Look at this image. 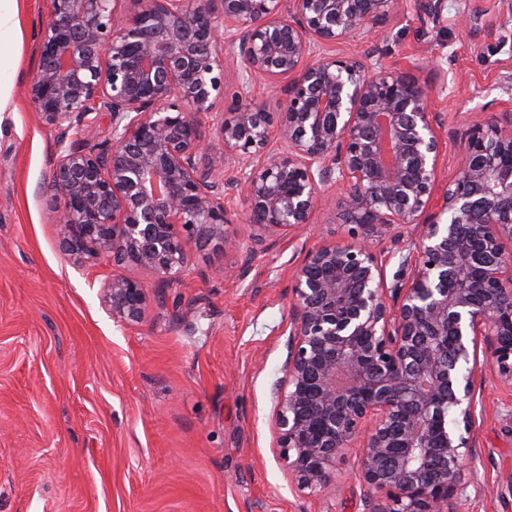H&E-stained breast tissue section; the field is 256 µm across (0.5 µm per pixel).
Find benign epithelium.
Wrapping results in <instances>:
<instances>
[{
    "label": "benign epithelium",
    "instance_id": "1",
    "mask_svg": "<svg viewBox=\"0 0 512 512\" xmlns=\"http://www.w3.org/2000/svg\"><path fill=\"white\" fill-rule=\"evenodd\" d=\"M124 2L50 0L39 35L28 92L58 133L48 205L62 254L127 269L102 303L113 322L141 324L152 298L138 273L168 288L191 246L239 249L226 199L242 200L261 246L310 228L336 187L348 241L293 269L276 447L303 489L336 495L355 445L369 512H459L479 354L512 390V99L470 132L439 193L436 88L380 52L336 53L408 0ZM231 71L239 91L211 155L200 117ZM258 78L286 81L278 111L247 101ZM390 234L391 283L372 248Z\"/></svg>",
    "mask_w": 512,
    "mask_h": 512
}]
</instances>
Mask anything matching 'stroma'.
I'll return each instance as SVG.
<instances>
[{"mask_svg": "<svg viewBox=\"0 0 512 512\" xmlns=\"http://www.w3.org/2000/svg\"><path fill=\"white\" fill-rule=\"evenodd\" d=\"M0 12L14 23L0 40V512H368L355 457L338 464L327 499L299 490L275 449L291 273L317 240L344 238L335 191L312 216L320 237L254 250L241 201L229 199L241 250L194 249L146 323H114L101 302L111 269L68 261L47 210L57 134L27 94L47 2L0 0ZM466 12L482 23L462 27ZM349 47L382 49L423 83L446 79L435 101L444 181L472 126L512 98V0H442L431 17L412 5ZM234 262L245 277L224 279ZM476 391L463 512H512V392L484 358Z\"/></svg>", "mask_w": 512, "mask_h": 512, "instance_id": "obj_1", "label": "stroma"}]
</instances>
